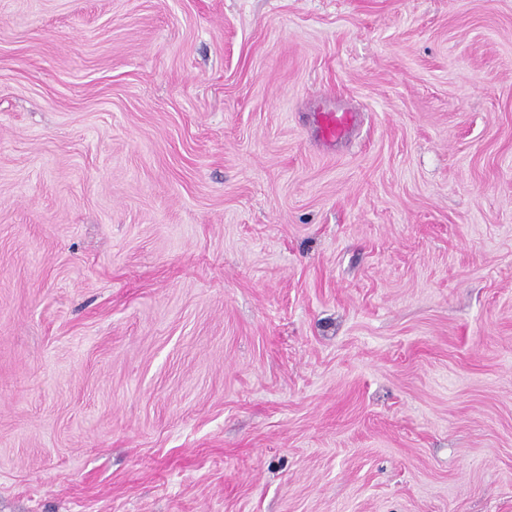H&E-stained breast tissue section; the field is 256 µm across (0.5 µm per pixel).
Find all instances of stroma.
<instances>
[{"label": "stroma", "instance_id": "stroma-1", "mask_svg": "<svg viewBox=\"0 0 512 512\" xmlns=\"http://www.w3.org/2000/svg\"><path fill=\"white\" fill-rule=\"evenodd\" d=\"M0 512H512V0H0ZM319 119L325 137L339 141L346 138L357 125V112L336 109V112L320 113Z\"/></svg>", "mask_w": 512, "mask_h": 512}]
</instances>
